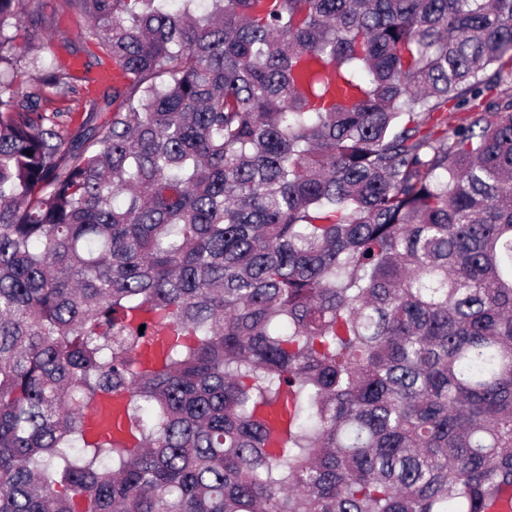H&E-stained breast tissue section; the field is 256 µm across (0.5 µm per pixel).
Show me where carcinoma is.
<instances>
[{
	"label": "carcinoma",
	"instance_id": "carcinoma-1",
	"mask_svg": "<svg viewBox=\"0 0 512 512\" xmlns=\"http://www.w3.org/2000/svg\"><path fill=\"white\" fill-rule=\"evenodd\" d=\"M35 2L0 0V512L511 495L512 0H59L125 74L73 130Z\"/></svg>",
	"mask_w": 512,
	"mask_h": 512
}]
</instances>
